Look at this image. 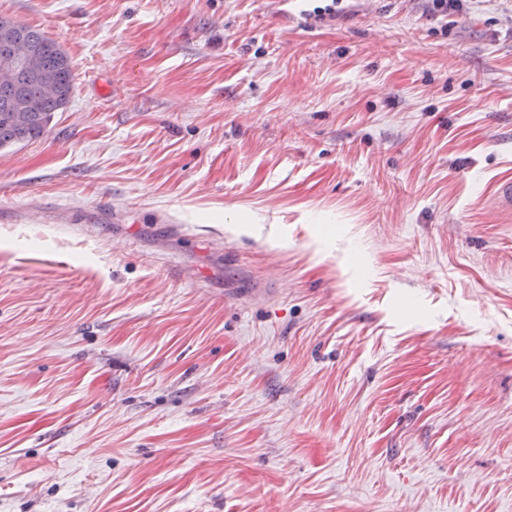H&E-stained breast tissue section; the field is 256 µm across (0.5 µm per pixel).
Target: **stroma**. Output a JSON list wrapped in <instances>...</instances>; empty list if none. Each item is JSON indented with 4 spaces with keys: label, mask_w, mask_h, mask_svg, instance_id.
<instances>
[{
    "label": "stroma",
    "mask_w": 512,
    "mask_h": 512,
    "mask_svg": "<svg viewBox=\"0 0 512 512\" xmlns=\"http://www.w3.org/2000/svg\"><path fill=\"white\" fill-rule=\"evenodd\" d=\"M307 8L0 0V512H512V0ZM428 2L427 11L433 16L448 18L451 15L466 13L467 2L471 0H423ZM69 57L38 29L0 17V149L42 137L73 94Z\"/></svg>",
    "instance_id": "stroma-1"
}]
</instances>
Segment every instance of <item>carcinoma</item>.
Listing matches in <instances>:
<instances>
[{
	"mask_svg": "<svg viewBox=\"0 0 512 512\" xmlns=\"http://www.w3.org/2000/svg\"><path fill=\"white\" fill-rule=\"evenodd\" d=\"M69 57L38 29L0 17V149L42 137L67 106Z\"/></svg>",
	"mask_w": 512,
	"mask_h": 512,
	"instance_id": "1",
	"label": "carcinoma"
}]
</instances>
